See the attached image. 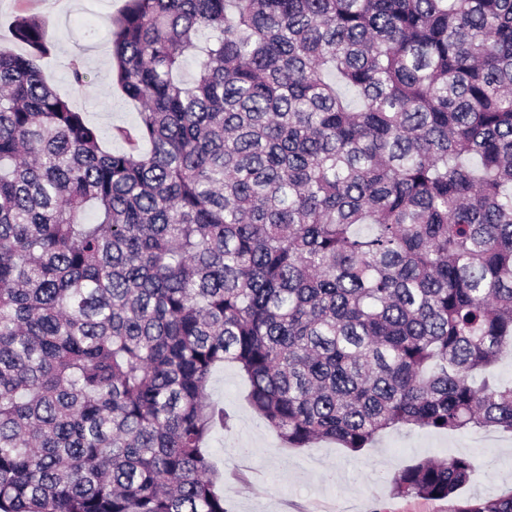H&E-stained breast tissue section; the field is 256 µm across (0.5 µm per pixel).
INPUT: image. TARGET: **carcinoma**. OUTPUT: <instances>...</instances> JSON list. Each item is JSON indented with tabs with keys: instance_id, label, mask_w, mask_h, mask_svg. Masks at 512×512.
Listing matches in <instances>:
<instances>
[{
	"instance_id": "obj_1",
	"label": "carcinoma",
	"mask_w": 512,
	"mask_h": 512,
	"mask_svg": "<svg viewBox=\"0 0 512 512\" xmlns=\"http://www.w3.org/2000/svg\"><path fill=\"white\" fill-rule=\"evenodd\" d=\"M48 25L0 48V512H226L225 363L287 448L512 433V0H126L119 150Z\"/></svg>"
}]
</instances>
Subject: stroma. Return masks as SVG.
<instances>
[{"label": "stroma", "instance_id": "35a3bbf8", "mask_svg": "<svg viewBox=\"0 0 512 512\" xmlns=\"http://www.w3.org/2000/svg\"><path fill=\"white\" fill-rule=\"evenodd\" d=\"M125 0H0V46L11 47L9 22L21 13L49 20L52 55L41 66L48 83L70 96L103 130L134 125L137 109L111 86L110 23ZM81 57L87 77L74 86L67 64ZM248 383L231 364L214 371L211 399L232 418L216 432L208 452L231 491L227 512H455L463 501L512 492V434L493 429L437 433L418 426L386 432L358 452L330 442L284 447L247 400ZM461 455L474 470L457 493L445 499L397 496L393 474L429 457Z\"/></svg>", "mask_w": 512, "mask_h": 512}]
</instances>
